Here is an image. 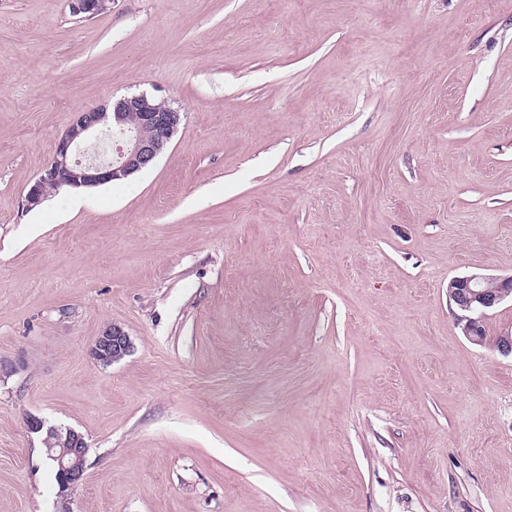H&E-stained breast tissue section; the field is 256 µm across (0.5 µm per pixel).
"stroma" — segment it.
<instances>
[{
  "label": "stroma",
  "mask_w": 512,
  "mask_h": 512,
  "mask_svg": "<svg viewBox=\"0 0 512 512\" xmlns=\"http://www.w3.org/2000/svg\"><path fill=\"white\" fill-rule=\"evenodd\" d=\"M135 91L156 162L27 207ZM472 272L512 275V0H0V512H512ZM30 415L88 443L67 502ZM146 94L112 98V112L108 104L75 113L69 126L58 138L51 160L42 169L26 194L27 206H37L46 198V187L62 189L96 187L129 177L152 166L160 156L162 146L169 143L180 122L181 113L167 103ZM135 113L140 125L152 130L148 137L128 129L129 118ZM108 131L123 136L115 141L110 160L82 161L85 146L101 138ZM508 297L512 301V276L494 278L481 273L455 277L448 282V301L460 313L457 325L473 344L482 345L483 318ZM132 348L128 334L118 326H112L98 336L93 348L94 358L103 364H112L127 355Z\"/></svg>",
  "instance_id": "1"
}]
</instances>
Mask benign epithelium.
Wrapping results in <instances>:
<instances>
[{"mask_svg": "<svg viewBox=\"0 0 512 512\" xmlns=\"http://www.w3.org/2000/svg\"><path fill=\"white\" fill-rule=\"evenodd\" d=\"M112 0H69L75 16L91 18L105 10ZM139 117L140 125L152 130L148 137L128 129L131 114ZM181 122V113L169 105L162 106L146 94H134L112 99L103 104L75 113L69 126L58 138L51 160L42 169L26 194L28 207L42 202L46 187L56 190L80 189L127 179L152 166L160 156L162 146L171 141ZM118 132L123 139L115 142L110 160L82 161L85 146L107 132ZM512 298V277L494 278L481 273L455 277L448 282V301L457 311V325L473 344L484 343L483 318L487 311ZM132 348L128 334L112 326L98 336L93 348L94 358L111 364ZM30 433L41 437L45 455L52 460L59 479V496L64 498L83 482L88 444L84 436L72 428L48 425L37 416L27 419Z\"/></svg>", "mask_w": 512, "mask_h": 512, "instance_id": "7a95c632", "label": "benign epithelium"}]
</instances>
